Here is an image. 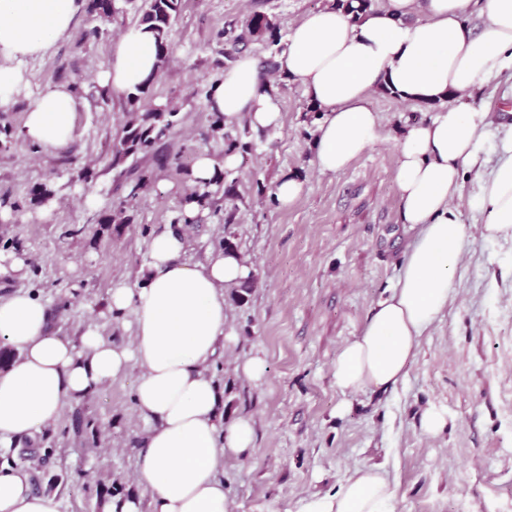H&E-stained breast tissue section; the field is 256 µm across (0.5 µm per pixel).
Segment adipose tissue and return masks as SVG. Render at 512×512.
Segmentation results:
<instances>
[{
    "instance_id": "ef3b65f1",
    "label": "adipose tissue",
    "mask_w": 512,
    "mask_h": 512,
    "mask_svg": "<svg viewBox=\"0 0 512 512\" xmlns=\"http://www.w3.org/2000/svg\"><path fill=\"white\" fill-rule=\"evenodd\" d=\"M471 0H387L361 16L331 7L308 14L289 32L276 58L280 75L299 81L319 113L315 163L345 171L384 130L370 97L389 85L402 99L437 104L427 120L406 122L396 146L402 223L417 234L396 288L374 307L358 336L336 357L333 380L345 396L386 391L403 382L420 342L446 311L462 261L465 226L454 205L465 169L475 167L491 124L484 108L449 106L512 70V0H481L480 22L468 27ZM76 0H0V108L26 84L23 65L68 35ZM158 61L154 35L127 29L112 45L105 79L115 93L133 91ZM209 104L225 121L247 116L253 126L280 122L276 90L258 60L245 55L213 85ZM78 101L64 85L47 87L25 115L22 134L46 148L72 136ZM481 233L512 240V127L503 130L498 160L473 202ZM182 232L150 245L140 284L121 283L109 308L133 319L123 346L86 325L78 342L48 333V308L36 293L0 297V344L16 355L0 370V441L56 422L67 401L138 369L136 412L152 424L137 457V479L153 490L151 512H232L219 473L225 459L250 453L254 422H223L221 395L207 374L231 338L225 290L248 280L239 252L221 250L202 263L184 260ZM395 489L379 465L358 469L335 493L303 499L300 512H389ZM0 512H59L33 491L26 470L0 469Z\"/></svg>"
}]
</instances>
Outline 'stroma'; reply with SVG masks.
Instances as JSON below:
<instances>
[{"mask_svg":"<svg viewBox=\"0 0 512 512\" xmlns=\"http://www.w3.org/2000/svg\"><path fill=\"white\" fill-rule=\"evenodd\" d=\"M328 0H182L168 60L153 87V104L177 108L162 153L138 156L132 170L110 166L112 144L124 120L125 101L102 78L112 44L138 25L146 0H117L120 13L94 38L85 11L70 33L26 65V85L0 108V255L23 260L19 275H0V295L30 290L49 306L51 333L78 336L96 324L104 337L129 344L130 316L113 315L111 289L134 283L151 241L183 225L185 258L204 262L235 234L240 254L259 284L249 302L228 306L232 342L209 373L223 394L225 421L252 417L250 456L224 464L233 512H298L311 495L335 491L357 469L384 466L396 485L393 512H512V243L485 239L472 208L481 179L495 165L497 134L512 124V78L502 77L461 98L486 107L492 124L480 162L467 170L454 204L466 226L455 294L423 336L405 381L395 389L352 398L349 411L332 370L340 348L357 336L378 301L397 283L414 232L400 222L395 140L406 122L429 118L433 107L374 93L386 137L341 173L315 165L316 123L300 82L271 75L281 125L249 128L253 151L224 184L223 194L186 220L185 174L200 152L224 162V140L206 92L228 67L226 55L262 60L264 43L237 45L227 28L247 16L273 19L279 36ZM75 89L79 107L67 144L47 150L22 135L26 112L45 88ZM93 174L78 181L81 170ZM152 182L128 210L129 224L99 218L126 197L139 171ZM294 173L305 183L288 208L272 198L275 181ZM45 184L51 200H34ZM262 355L266 375L254 383L234 371L237 360ZM138 370L67 403L61 418L40 432L0 443V468H36L43 494L60 512H106L97 491L120 481L125 496L149 502L136 479L138 451L149 427L133 402ZM447 413L440 436L426 434L421 415Z\"/></svg>","mask_w":512,"mask_h":512,"instance_id":"stroma-1","label":"stroma"}]
</instances>
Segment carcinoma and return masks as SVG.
<instances>
[{
	"label": "carcinoma",
	"instance_id": "obj_1",
	"mask_svg": "<svg viewBox=\"0 0 512 512\" xmlns=\"http://www.w3.org/2000/svg\"><path fill=\"white\" fill-rule=\"evenodd\" d=\"M181 0H147L139 21V25L153 33L158 48V64H163L168 56L169 39L173 24L180 11ZM332 6L357 19L368 11L378 7V0H332ZM87 13L91 20L109 21L118 14L114 0H88ZM247 34L257 40L264 41L269 46L279 45L276 23L264 14L255 13L245 22ZM157 76L153 75L134 91L125 94L126 120L120 129L116 142L112 145V167L117 168L128 159L136 158L152 150L155 145L169 136L175 121L173 117L177 109L173 107L155 106L142 110L143 103L152 97V87ZM214 131L222 133L227 140L225 153L248 154L253 146L242 137L232 136L224 131L221 122L216 123ZM220 184L215 179L204 185L195 183L188 189L187 199L194 200L200 207L209 204L212 192L211 186ZM256 278L230 288V300L241 307L250 300Z\"/></svg>",
	"mask_w": 512,
	"mask_h": 512
}]
</instances>
